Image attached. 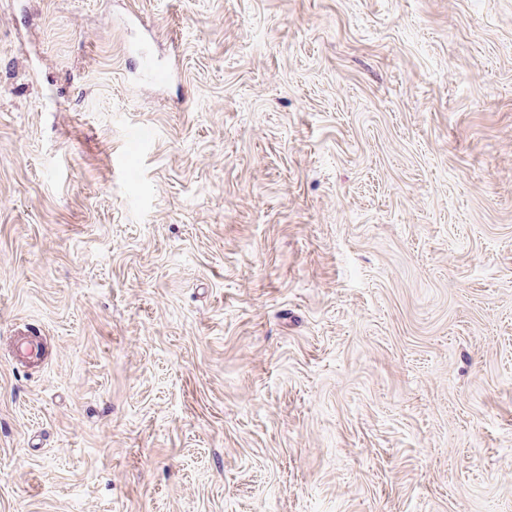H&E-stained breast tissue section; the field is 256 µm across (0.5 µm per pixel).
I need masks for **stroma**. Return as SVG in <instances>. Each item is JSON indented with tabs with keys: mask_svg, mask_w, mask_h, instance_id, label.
<instances>
[{
	"mask_svg": "<svg viewBox=\"0 0 512 512\" xmlns=\"http://www.w3.org/2000/svg\"><path fill=\"white\" fill-rule=\"evenodd\" d=\"M0 512H512V0H0ZM42 346L41 337L19 331L10 340V359L25 367L40 366L43 364Z\"/></svg>",
	"mask_w": 512,
	"mask_h": 512,
	"instance_id": "1",
	"label": "stroma"
}]
</instances>
